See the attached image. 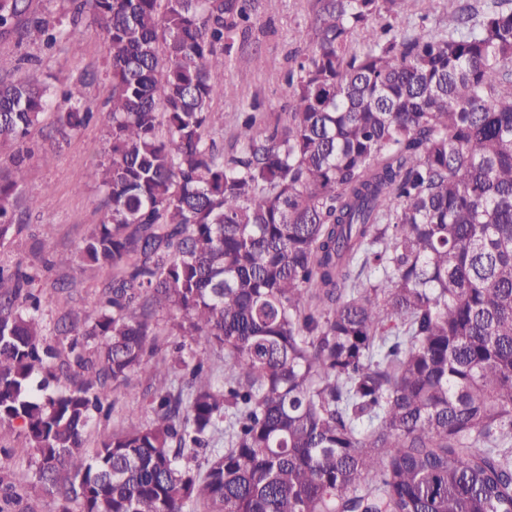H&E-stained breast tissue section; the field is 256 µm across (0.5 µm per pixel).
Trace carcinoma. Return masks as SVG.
<instances>
[{"label":"carcinoma","mask_w":512,"mask_h":512,"mask_svg":"<svg viewBox=\"0 0 512 512\" xmlns=\"http://www.w3.org/2000/svg\"><path fill=\"white\" fill-rule=\"evenodd\" d=\"M72 2L103 34L111 154L88 171L99 224L50 264L112 276L59 348L36 276L0 266V422L45 491L80 512H512V0H447L436 36L395 29L408 0H319L290 111L239 113L230 156L212 103L254 0ZM0 36L70 38L35 0H0ZM51 108L63 140L95 118L78 85L0 79V244ZM163 310L224 349V379L183 346L148 364ZM138 371L154 418L88 452Z\"/></svg>","instance_id":"1"}]
</instances>
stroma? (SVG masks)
Here are the masks:
<instances>
[{
	"label": "stroma",
	"instance_id": "obj_1",
	"mask_svg": "<svg viewBox=\"0 0 512 512\" xmlns=\"http://www.w3.org/2000/svg\"><path fill=\"white\" fill-rule=\"evenodd\" d=\"M314 14L315 0H256L253 25L245 37L236 40L232 63L221 77L223 93L213 102L214 110L223 113L226 121L224 128L214 133L218 145L232 149L231 121L250 106H257L259 113L269 119L289 112L285 76L293 66V56L305 53L308 47ZM419 22L433 32L447 29L450 21L446 0H432L426 8L414 0L393 24L404 30ZM75 34L81 44L77 52L66 42L48 49L0 37V77L21 69L35 72L58 89L80 83L93 111L100 115L107 112L110 84L105 78L100 31L85 20L75 24ZM54 122V113L44 114L27 141L32 157L24 178L34 190L24 203L29 225L20 235L0 244V265L37 272L34 291L42 300V317L51 344L59 340L54 329L65 306H73L82 315H94L101 287L109 277L108 272L87 265L48 264L52 254L73 250L98 224L103 194L99 184L88 179L87 171L104 161L109 147L101 118L61 144L50 137ZM45 152L53 156L47 165L41 160ZM149 385L144 373L131 374L126 384L112 394L108 417L92 421L89 445H97L119 429L131 412H138L142 422H150L152 414L142 400ZM0 476L11 484L17 497L13 512H79L78 503H66L58 495L47 494L38 483L19 425L0 426Z\"/></svg>",
	"mask_w": 512,
	"mask_h": 512
}]
</instances>
